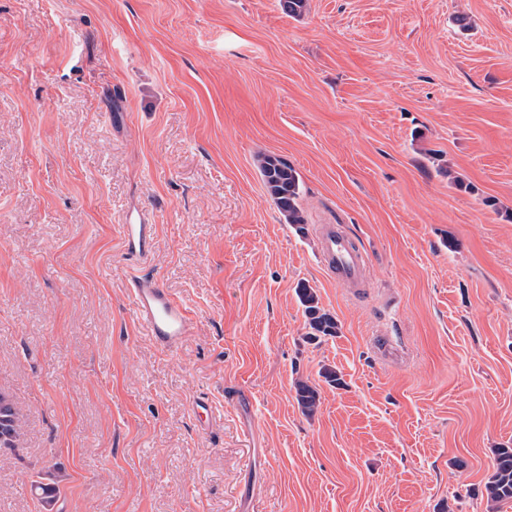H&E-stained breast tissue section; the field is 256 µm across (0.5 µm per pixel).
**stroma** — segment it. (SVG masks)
<instances>
[{"mask_svg": "<svg viewBox=\"0 0 512 512\" xmlns=\"http://www.w3.org/2000/svg\"><path fill=\"white\" fill-rule=\"evenodd\" d=\"M141 213L144 263L121 235ZM319 224L365 252L366 288L322 265ZM139 272L191 309L179 347L137 321ZM302 282L339 336L307 339ZM0 391L22 413L0 512H44L47 471L53 512H489L512 0H0ZM266 192L288 224L304 229L307 224L300 206L301 181L288 161L273 155L262 157L259 167Z\"/></svg>", "mask_w": 512, "mask_h": 512, "instance_id": "1", "label": "stroma"}]
</instances>
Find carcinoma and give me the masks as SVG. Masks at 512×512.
Returning <instances> with one entry per match:
<instances>
[{
    "label": "carcinoma",
    "mask_w": 512,
    "mask_h": 512,
    "mask_svg": "<svg viewBox=\"0 0 512 512\" xmlns=\"http://www.w3.org/2000/svg\"><path fill=\"white\" fill-rule=\"evenodd\" d=\"M266 192L286 221L304 230L306 218L300 206L301 181L298 172L288 161L273 155L262 157L259 167ZM297 294L304 307L307 338L318 339L322 336L339 334L336 318L319 306L316 292L308 284L298 285ZM297 401L302 412L311 416L319 404L317 391L307 384L297 386ZM21 437V415L13 399L0 391V448H18ZM43 508L52 512L59 487L54 482L34 481ZM490 512H501L504 505L512 504V447L495 449L493 472L484 485Z\"/></svg>",
    "instance_id": "cac0c4a2"
}]
</instances>
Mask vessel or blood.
Segmentation results:
<instances>
[{
    "instance_id": "1",
    "label": "vessel or blood",
    "mask_w": 512,
    "mask_h": 512,
    "mask_svg": "<svg viewBox=\"0 0 512 512\" xmlns=\"http://www.w3.org/2000/svg\"><path fill=\"white\" fill-rule=\"evenodd\" d=\"M122 235L129 253L148 259L154 246V225L139 218L123 225ZM320 258L340 283L355 287L363 284L367 258L339 226L323 227ZM130 295L138 321L161 348L174 349L191 335L194 317L190 309L156 278L132 276Z\"/></svg>"
}]
</instances>
